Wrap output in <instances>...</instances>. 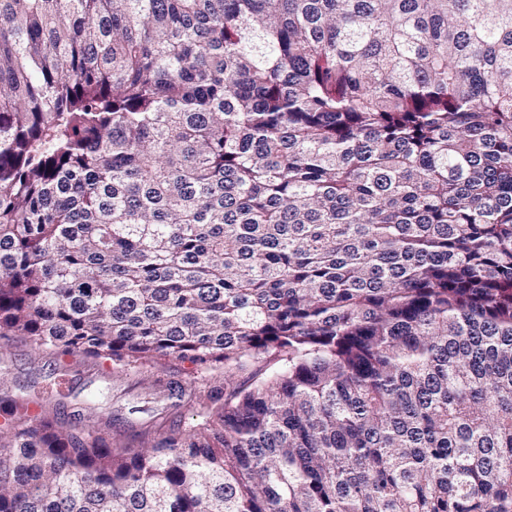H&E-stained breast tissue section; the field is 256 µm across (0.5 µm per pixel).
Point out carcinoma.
<instances>
[{
  "label": "carcinoma",
  "instance_id": "obj_1",
  "mask_svg": "<svg viewBox=\"0 0 512 512\" xmlns=\"http://www.w3.org/2000/svg\"><path fill=\"white\" fill-rule=\"evenodd\" d=\"M11 334L224 390L0 512H512V0H0Z\"/></svg>",
  "mask_w": 512,
  "mask_h": 512
}]
</instances>
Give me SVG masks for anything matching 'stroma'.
<instances>
[{"mask_svg":"<svg viewBox=\"0 0 512 512\" xmlns=\"http://www.w3.org/2000/svg\"><path fill=\"white\" fill-rule=\"evenodd\" d=\"M1 363L7 370L0 403L59 396L66 413L85 418L94 410L111 420L109 436L131 448L138 447L139 432L167 417L165 385L186 380L192 370L178 360L119 367L81 354H38L17 336L0 338Z\"/></svg>","mask_w":512,"mask_h":512,"instance_id":"stroma-1","label":"stroma"}]
</instances>
